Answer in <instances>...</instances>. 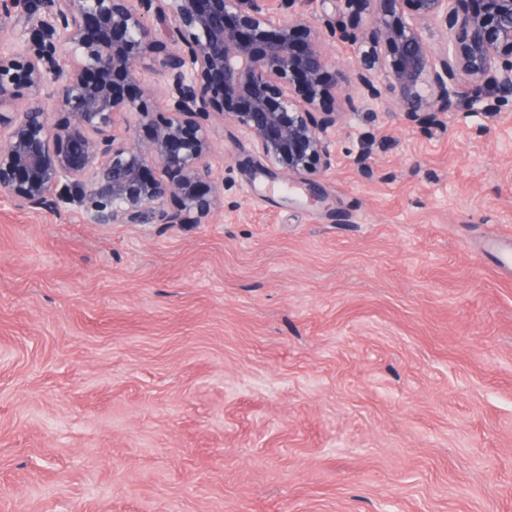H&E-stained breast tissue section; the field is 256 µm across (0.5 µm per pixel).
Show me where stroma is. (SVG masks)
I'll return each instance as SVG.
<instances>
[{"label":"stroma","instance_id":"obj_1","mask_svg":"<svg viewBox=\"0 0 512 512\" xmlns=\"http://www.w3.org/2000/svg\"><path fill=\"white\" fill-rule=\"evenodd\" d=\"M320 184L89 224L0 199V512H512V101L350 107Z\"/></svg>","mask_w":512,"mask_h":512}]
</instances>
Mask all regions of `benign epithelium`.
I'll list each match as a JSON object with an SVG mask.
<instances>
[{
  "mask_svg": "<svg viewBox=\"0 0 512 512\" xmlns=\"http://www.w3.org/2000/svg\"><path fill=\"white\" fill-rule=\"evenodd\" d=\"M0 0V198L33 211L80 207L90 224H200L224 206L211 183V117L247 135L239 168L303 183L318 177L325 134L353 105L390 100L423 123L458 101L488 114L512 98V0ZM439 25L445 47L424 36ZM353 48L345 66L326 42ZM159 65L165 105L127 96ZM151 128L144 141L117 117Z\"/></svg>",
  "mask_w": 512,
  "mask_h": 512,
  "instance_id": "obj_1",
  "label": "benign epithelium"
}]
</instances>
